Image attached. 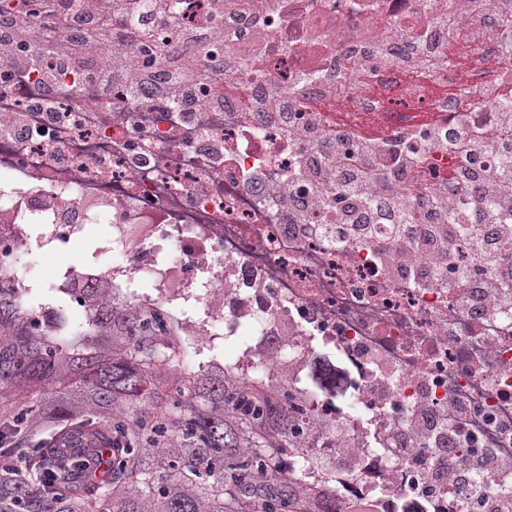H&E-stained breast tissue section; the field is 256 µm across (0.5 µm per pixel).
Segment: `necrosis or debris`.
Returning <instances> with one entry per match:
<instances>
[{"mask_svg":"<svg viewBox=\"0 0 512 512\" xmlns=\"http://www.w3.org/2000/svg\"><path fill=\"white\" fill-rule=\"evenodd\" d=\"M189 29L219 18L260 28L210 41L223 75L195 84L189 104L104 93L81 69H62L41 111L36 78L16 88L0 64V265L66 250L107 224V257L85 264L90 286L150 303L189 343H223L225 371L283 380L318 417L319 454L336 465L338 512H512V229L459 222L479 205L439 182L464 158L440 150L402 172L448 128L476 134L498 114L473 101L503 48L512 46V0H177ZM470 24L467 73L436 42L443 19ZM162 29L124 45L160 66ZM429 62L462 91L439 105L405 84ZM371 80L374 91L361 87ZM254 93L249 110L226 91ZM345 87L337 109L376 118L378 180L346 193L336 170L356 141L325 146L301 94ZM448 119L421 125L420 112ZM425 176L431 207L409 192ZM394 198L411 224L363 220L364 199Z\"/></svg>","mask_w":512,"mask_h":512,"instance_id":"necrosis-or-debris-1","label":"necrosis or debris"}]
</instances>
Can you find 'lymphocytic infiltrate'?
<instances>
[{"label": "lymphocytic infiltrate", "instance_id": "1", "mask_svg": "<svg viewBox=\"0 0 512 512\" xmlns=\"http://www.w3.org/2000/svg\"><path fill=\"white\" fill-rule=\"evenodd\" d=\"M153 27L179 35L161 67L140 68L129 57L107 65L93 60V47L113 41L130 42ZM35 29L41 30L43 36L34 43L30 36ZM223 34L220 27L206 36L182 34L180 13L170 0H125L118 10L106 0L88 6L80 5L78 0H42L33 13L9 12L0 18V57L7 60L18 81L51 57L61 64H85L90 81L103 91L120 84L133 100L149 92L161 101L186 103L193 84L208 81L214 75L212 69L195 64L200 43L205 37ZM26 40L31 43L28 54L13 55L14 43Z\"/></svg>", "mask_w": 512, "mask_h": 512}]
</instances>
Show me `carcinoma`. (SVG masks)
I'll use <instances>...</instances> for the list:
<instances>
[{
	"instance_id": "obj_1",
	"label": "carcinoma",
	"mask_w": 512,
	"mask_h": 512,
	"mask_svg": "<svg viewBox=\"0 0 512 512\" xmlns=\"http://www.w3.org/2000/svg\"><path fill=\"white\" fill-rule=\"evenodd\" d=\"M76 284L41 307L0 270V512H336L292 394Z\"/></svg>"
}]
</instances>
